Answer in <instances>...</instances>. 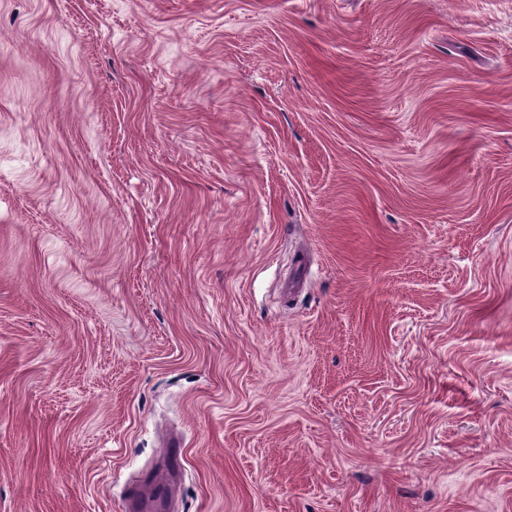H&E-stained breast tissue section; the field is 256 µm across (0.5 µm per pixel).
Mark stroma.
Listing matches in <instances>:
<instances>
[{"label": "stroma", "instance_id": "1", "mask_svg": "<svg viewBox=\"0 0 512 512\" xmlns=\"http://www.w3.org/2000/svg\"><path fill=\"white\" fill-rule=\"evenodd\" d=\"M512 512V0H0V512ZM166 489L163 484H156L150 493L143 486L132 487L126 498V508L134 512H169L165 507Z\"/></svg>", "mask_w": 512, "mask_h": 512}]
</instances>
